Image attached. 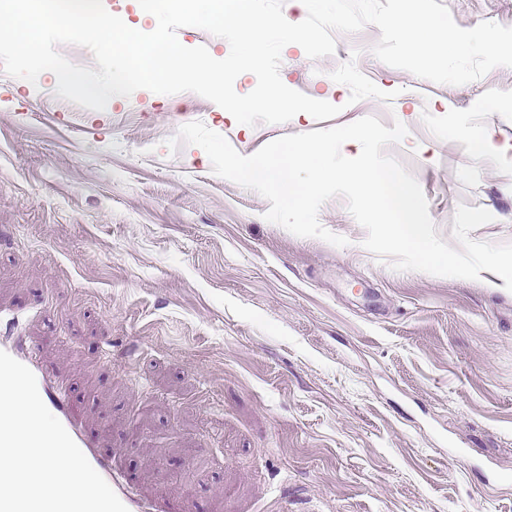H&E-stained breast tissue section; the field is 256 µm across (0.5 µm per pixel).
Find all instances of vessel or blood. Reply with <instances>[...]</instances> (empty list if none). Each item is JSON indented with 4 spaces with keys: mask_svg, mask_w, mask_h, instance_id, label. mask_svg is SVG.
I'll list each match as a JSON object with an SVG mask.
<instances>
[{
    "mask_svg": "<svg viewBox=\"0 0 512 512\" xmlns=\"http://www.w3.org/2000/svg\"><path fill=\"white\" fill-rule=\"evenodd\" d=\"M19 321V312L0 310V350L7 352L34 373L46 407L62 422L91 465L127 507L128 512H178L176 507L166 502L147 499L134 493L122 472L113 466L111 457L100 453L95 441L79 423L77 413L67 396L65 380L41 362L38 346L33 345L19 331Z\"/></svg>",
    "mask_w": 512,
    "mask_h": 512,
    "instance_id": "vessel-or-blood-1",
    "label": "vessel or blood"
}]
</instances>
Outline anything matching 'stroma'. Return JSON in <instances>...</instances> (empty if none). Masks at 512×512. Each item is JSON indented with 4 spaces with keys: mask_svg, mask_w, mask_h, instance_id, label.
Wrapping results in <instances>:
<instances>
[{
    "mask_svg": "<svg viewBox=\"0 0 512 512\" xmlns=\"http://www.w3.org/2000/svg\"><path fill=\"white\" fill-rule=\"evenodd\" d=\"M464 29L512 27V0H439ZM333 55L283 50L288 87L330 119L238 124L206 98L145 89L101 111L0 71V307L27 318L67 377L86 433L147 499L180 512H512V285L397 271L363 246L344 198L320 208L336 247L265 220L259 193L167 140L192 121L249 156L366 116L404 121L421 156L386 147L421 186L438 236L459 205L476 241L512 243V169L464 131L512 143V69L452 86L373 54L375 25ZM386 102L349 103L347 61Z\"/></svg>",
    "mask_w": 512,
    "mask_h": 512,
    "instance_id": "1",
    "label": "stroma"
}]
</instances>
